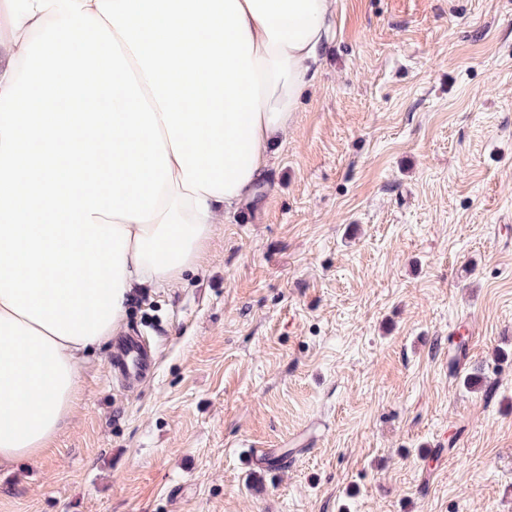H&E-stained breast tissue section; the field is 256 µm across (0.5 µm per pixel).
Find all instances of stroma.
<instances>
[{
  "instance_id": "1",
  "label": "stroma",
  "mask_w": 512,
  "mask_h": 512,
  "mask_svg": "<svg viewBox=\"0 0 512 512\" xmlns=\"http://www.w3.org/2000/svg\"><path fill=\"white\" fill-rule=\"evenodd\" d=\"M332 25L258 205L129 305L154 374L88 356L0 512H512V0H336Z\"/></svg>"
}]
</instances>
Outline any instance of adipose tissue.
Masks as SVG:
<instances>
[{"instance_id":"obj_1","label":"adipose tissue","mask_w":512,"mask_h":512,"mask_svg":"<svg viewBox=\"0 0 512 512\" xmlns=\"http://www.w3.org/2000/svg\"><path fill=\"white\" fill-rule=\"evenodd\" d=\"M334 0H0V466L52 448L133 289L196 272L296 122ZM80 112L45 119L32 71Z\"/></svg>"}]
</instances>
